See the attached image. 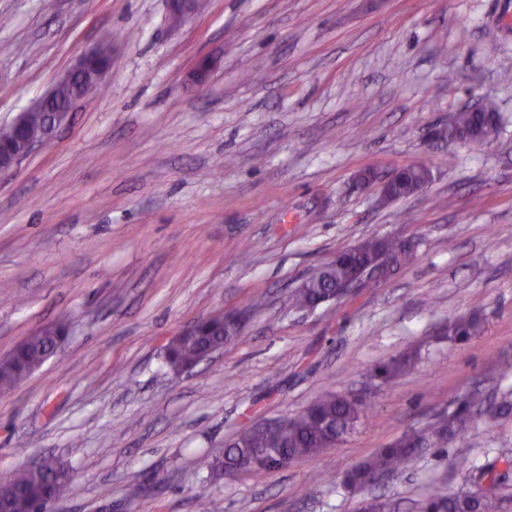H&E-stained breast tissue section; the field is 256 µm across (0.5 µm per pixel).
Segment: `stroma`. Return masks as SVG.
Instances as JSON below:
<instances>
[{
  "instance_id": "35a3bbf8",
  "label": "stroma",
  "mask_w": 512,
  "mask_h": 512,
  "mask_svg": "<svg viewBox=\"0 0 512 512\" xmlns=\"http://www.w3.org/2000/svg\"><path fill=\"white\" fill-rule=\"evenodd\" d=\"M102 44L103 92L0 175V357L70 320L0 393V480L59 459L54 512H359L373 494L419 512L433 483L486 489L481 468L512 458V417L371 490L342 480L461 395L492 394L512 363V0H202L178 27L167 0H0V127ZM487 97L503 116L490 144L429 139ZM423 161L433 180L406 199L354 182ZM372 236L420 245L383 281L292 308ZM220 312L244 316L240 336L174 373L169 340ZM471 315L480 332L448 339ZM413 348L408 371L375 378ZM326 393L365 404L338 447L260 482L199 474L239 430Z\"/></svg>"
}]
</instances>
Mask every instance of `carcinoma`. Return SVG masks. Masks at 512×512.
Wrapping results in <instances>:
<instances>
[{"mask_svg": "<svg viewBox=\"0 0 512 512\" xmlns=\"http://www.w3.org/2000/svg\"><path fill=\"white\" fill-rule=\"evenodd\" d=\"M101 85L80 81L58 89L50 109H60L71 99L97 91ZM47 113L31 112L26 118L25 132L28 137L38 139L46 133ZM499 113L492 100L485 101L480 113L463 110L456 114L446 129L445 138L453 145L467 133L480 132L485 136L496 132ZM433 179L432 169L427 164L407 171L399 185L396 197L412 196ZM389 255L395 264H409L413 254L400 251L398 240L367 238L360 243V254L348 259L339 258L328 262L305 279L293 295V305L299 309H312L333 295L343 280L358 266L378 255ZM481 323L476 318L462 319L448 326V338L473 336L479 332ZM68 320L60 319L50 325L41 336H26L19 341L12 354L0 360V390H9L19 381L36 371L59 342L66 340ZM235 340L228 334L224 322L203 319L195 323L187 336H176L166 350L167 363L171 369L181 372L203 360L205 351ZM411 363L405 355L390 360L378 367L379 376L387 381L403 372ZM474 402H458L439 415L425 429L403 439L396 440L379 449L374 455L354 466L346 475L345 484L353 488H364L379 477L393 473L415 455L429 448H442L448 440L468 430L476 419L484 420L486 429H491L502 418L512 415V389H507L500 400L494 402L484 413L473 412ZM364 404L335 393L318 398L309 408L297 416L282 420L272 426L252 427L241 431L236 440L220 455H204L197 467L206 471V479L219 480L238 472V468L260 457L284 455L295 461L314 457L326 448L337 446L350 434L361 419ZM69 481V472L62 463L47 459L39 473L27 468L16 471L11 478L0 483V501L12 506L13 512H31L36 505H45L49 488L55 483ZM501 498L496 492H448V488L436 484L430 487L422 506V512H499Z\"/></svg>", "mask_w": 512, "mask_h": 512, "instance_id": "obj_1", "label": "carcinoma"}]
</instances>
